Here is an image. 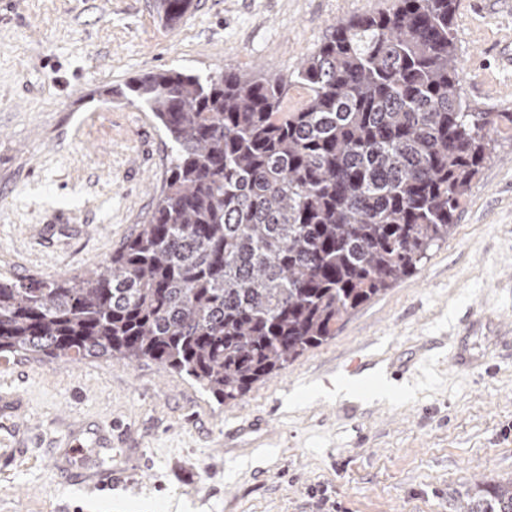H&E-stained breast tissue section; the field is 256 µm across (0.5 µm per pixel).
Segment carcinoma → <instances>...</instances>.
I'll return each instance as SVG.
<instances>
[{"label": "carcinoma", "mask_w": 512, "mask_h": 512, "mask_svg": "<svg viewBox=\"0 0 512 512\" xmlns=\"http://www.w3.org/2000/svg\"><path fill=\"white\" fill-rule=\"evenodd\" d=\"M456 3L339 21L286 76L131 79L121 100L172 144L166 188L98 268L0 274V357L149 360L226 404L333 338L448 240L491 134L512 133L511 112L463 93ZM191 6L157 0L171 22ZM460 509L512 512V483Z\"/></svg>", "instance_id": "cac0c4a2"}]
</instances>
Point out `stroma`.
Segmentation results:
<instances>
[{"label": "stroma", "mask_w": 512, "mask_h": 512, "mask_svg": "<svg viewBox=\"0 0 512 512\" xmlns=\"http://www.w3.org/2000/svg\"><path fill=\"white\" fill-rule=\"evenodd\" d=\"M390 5L193 0L171 26L156 0H0V271L82 274L146 223L171 149L119 100L131 78L286 74ZM453 35L472 105L512 112V0H458ZM495 146L416 272L235 402L150 361L0 358V512H457L512 482V136Z\"/></svg>", "instance_id": "35a3bbf8"}]
</instances>
